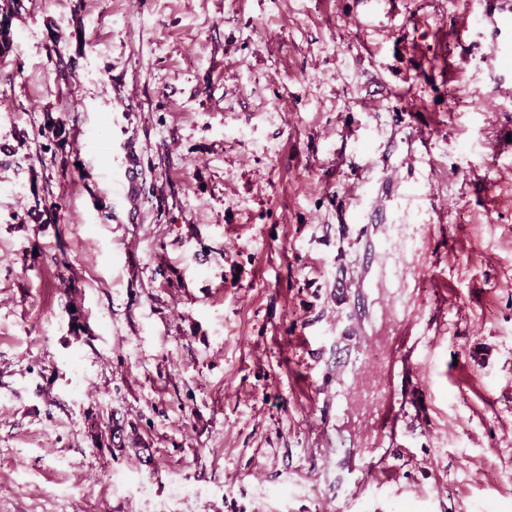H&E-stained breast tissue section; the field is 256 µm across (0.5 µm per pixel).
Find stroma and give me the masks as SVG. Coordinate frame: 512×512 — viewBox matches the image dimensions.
<instances>
[{"mask_svg":"<svg viewBox=\"0 0 512 512\" xmlns=\"http://www.w3.org/2000/svg\"><path fill=\"white\" fill-rule=\"evenodd\" d=\"M3 22L0 512H512V87L483 83L463 0ZM383 224L375 266L435 292L377 282ZM383 302L422 339L396 398L431 406L395 450L342 413ZM386 455L390 483L351 489Z\"/></svg>","mask_w":512,"mask_h":512,"instance_id":"1","label":"stroma"}]
</instances>
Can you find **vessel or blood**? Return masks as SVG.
Listing matches in <instances>:
<instances>
[{
  "mask_svg": "<svg viewBox=\"0 0 512 512\" xmlns=\"http://www.w3.org/2000/svg\"><path fill=\"white\" fill-rule=\"evenodd\" d=\"M478 35L489 84H512V0H481ZM369 358L356 368L345 413L366 438L392 433L405 409L392 389L395 370L413 369L419 358L416 340L406 336L390 306H383L378 328L364 341Z\"/></svg>",
  "mask_w": 512,
  "mask_h": 512,
  "instance_id": "b4317fda",
  "label": "vessel or blood"
}]
</instances>
